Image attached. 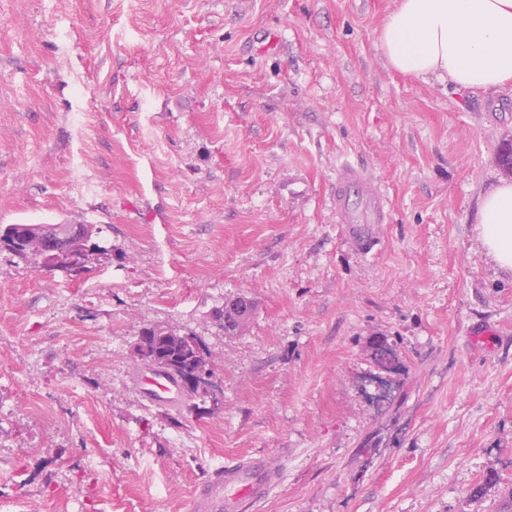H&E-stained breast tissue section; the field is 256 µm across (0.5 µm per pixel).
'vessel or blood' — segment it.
<instances>
[{"label": "vessel or blood", "instance_id": "b4317fda", "mask_svg": "<svg viewBox=\"0 0 512 512\" xmlns=\"http://www.w3.org/2000/svg\"><path fill=\"white\" fill-rule=\"evenodd\" d=\"M332 204L338 224L345 229L351 246L371 252L377 245L368 229L388 221L383 194L361 166L347 163L336 173ZM136 384L144 397L154 403H175L177 385L168 377L144 370ZM281 466L269 456H243L219 468L206 482L198 485L189 504V512H242L252 503L264 500L279 483Z\"/></svg>", "mask_w": 512, "mask_h": 512}]
</instances>
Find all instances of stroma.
<instances>
[{
  "instance_id": "35a3bbf8",
  "label": "stroma",
  "mask_w": 512,
  "mask_h": 512,
  "mask_svg": "<svg viewBox=\"0 0 512 512\" xmlns=\"http://www.w3.org/2000/svg\"><path fill=\"white\" fill-rule=\"evenodd\" d=\"M396 7L0 0V224L112 247L74 277L0 253V512H187L246 454L286 466L251 512H498L512 274L477 212L512 97L393 71ZM267 30L284 45L261 56ZM345 160L385 192L378 254L331 212ZM239 295L255 313L228 335ZM153 326L204 341L221 407L141 394ZM242 299V296L226 299L224 301V309L216 311L217 317L220 320L223 319L222 326L225 334H234L241 330L239 328L241 321L238 319V308Z\"/></svg>"
}]
</instances>
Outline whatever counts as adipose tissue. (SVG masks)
I'll return each mask as SVG.
<instances>
[{"label": "adipose tissue", "instance_id": "obj_1", "mask_svg": "<svg viewBox=\"0 0 512 512\" xmlns=\"http://www.w3.org/2000/svg\"><path fill=\"white\" fill-rule=\"evenodd\" d=\"M378 42L400 74L473 91L512 88V0H398ZM477 229L487 254L512 273V183L484 195Z\"/></svg>", "mask_w": 512, "mask_h": 512}]
</instances>
